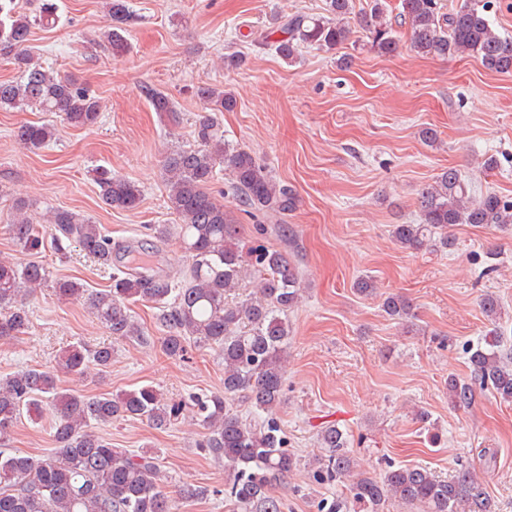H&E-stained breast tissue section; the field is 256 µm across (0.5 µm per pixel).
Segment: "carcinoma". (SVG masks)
Masks as SVG:
<instances>
[{"label":"carcinoma","instance_id":"1","mask_svg":"<svg viewBox=\"0 0 512 512\" xmlns=\"http://www.w3.org/2000/svg\"><path fill=\"white\" fill-rule=\"evenodd\" d=\"M112 29L107 42L121 51L131 19L127 0H107ZM400 16L408 22L410 47L420 55L471 56L497 73H512V35L500 33L487 14L488 3L464 0L445 14L438 0H400ZM326 14H293L275 19L283 37L262 45L274 48L285 62L297 59L310 45L331 52L345 44L357 25L371 38V47L392 55L399 39L386 21V0H372L370 9L354 13V0H326ZM56 6L44 0L31 17L17 10L16 0H0V53L14 60L18 77L0 82V108L35 107L59 122L74 127L97 123L99 99L75 79L61 76L35 58L28 43L34 25L58 22ZM157 112L174 111L168 95L153 86L142 87ZM205 113L195 124L194 145L166 152L163 172L170 208L181 224H155L157 242L176 235L190 260L183 284L176 286L162 275L136 271L132 265L150 252H125L100 225L67 209L48 212L38 223L31 204L13 201L15 218L9 234L21 250L32 254L51 236L55 250L67 253L77 245L95 264L111 271L112 284L91 291L78 281L56 279L53 292L60 302L82 299L115 339L148 342L147 332L135 321L130 305L147 301L156 305V320L166 329L160 347L170 357H181L188 344L219 349L224 358V392L192 393L168 400L157 388L145 385L116 395L86 396L59 387V375L82 378L89 371L103 375L112 366V347L94 350L72 344L63 350L53 371L27 368L0 381V512H179L175 497L166 491L159 456L130 453L112 447L92 430L94 424L114 418L146 420L166 428L189 412L204 429L198 447L224 462V494L229 512H283V498L275 488L287 482L298 460L288 449V437L276 410L284 394L288 337V310L301 299L299 272L288 256L266 247L243 251L236 224L212 191L219 167L228 171L229 191L251 212L282 217L293 211L296 197L260 165L253 153L218 135L216 113L234 106L233 98L211 85L197 88ZM54 123H27L16 137L27 148L39 150L55 139ZM101 200L110 208L134 209L141 201L139 186L108 172L99 175ZM420 223L395 224L392 236L406 250L419 251L448 237L436 235L452 224L504 227L512 224V200L493 192L474 197L468 182L453 167L444 171L418 199ZM260 279L257 295L241 302L229 297L241 288L246 275ZM50 278L43 265L0 260V338L17 337L30 329L25 300ZM397 320L410 314L402 296L391 294L382 303ZM468 381L448 378V396L456 405L469 406L478 392L488 391L512 403V351L493 329L482 341L466 347ZM246 395L257 417L246 419L232 409L233 397ZM52 408L50 433L55 451L34 458L5 447V441L23 411L40 412L41 403ZM325 454L317 458L313 480L334 486L350 481L349 496L321 503L320 512H385L394 498L420 512H498V503L466 468L447 479L422 466H391L380 475L354 473L347 434L334 425L319 432Z\"/></svg>","mask_w":512,"mask_h":512}]
</instances>
